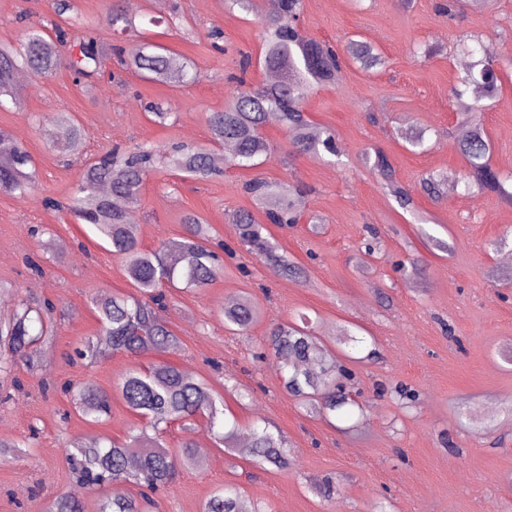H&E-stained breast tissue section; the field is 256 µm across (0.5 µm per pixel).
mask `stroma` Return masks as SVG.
<instances>
[{"label":"stroma","mask_w":512,"mask_h":512,"mask_svg":"<svg viewBox=\"0 0 512 512\" xmlns=\"http://www.w3.org/2000/svg\"><path fill=\"white\" fill-rule=\"evenodd\" d=\"M440 0H304L303 37L345 48L372 43L385 65L367 72L344 61L336 83L319 84L305 104L309 120L335 135L336 154H296L281 122L267 123L271 156L257 169L224 166L207 182L181 179L165 166L147 178L137 206L135 232L141 247L181 240L184 218L195 214L212 226L213 243L225 246L224 270L199 291H175L164 317L182 340L170 355L192 368L224 397L227 425L238 434L253 427L279 429L288 439L292 465L259 466L209 443L196 467L179 470L156 496V512H201L212 491L227 483L243 488L262 512H512V0L492 9L465 7L439 14ZM181 14L195 28L162 29L152 18L168 16L155 0H137L138 30L114 36L107 25L108 0H74L69 32L92 22L105 38L136 46L157 42L190 58L199 80L177 89L132 72L76 83L65 70L45 80L28 76L15 100L0 104V128L30 152L40 190L19 197L0 192V313L23 300L53 304L55 341L38 351L39 365L16 360L0 373V439L34 437L18 458L0 457V512H42L75 482L65 449L72 440L120 441L142 418L129 411L117 385L131 369L157 361V354H116L89 363L76 348L99 332L94 299L133 293L123 262L88 225L41 200L67 201L86 155L113 146L206 144V113L223 109L227 77L240 52L254 63L247 82L265 83L260 15L228 11L224 0H180ZM53 14V0H0V41H17L25 23ZM223 33L222 51L210 46L211 29ZM482 36L498 48L501 99L489 102L484 134L490 161L504 177L505 194L464 192L456 178L466 169L452 148L462 122L452 105L464 60L462 38ZM432 56H424L425 46ZM171 104L175 123L161 125L146 102ZM71 113L89 139L82 153L57 141L49 113ZM424 134L414 147L409 137ZM381 151L403 186L437 173L450 181L439 200L416 195L403 209L366 160ZM260 176L302 185L305 219L288 229L271 227L281 253L304 267L303 279L284 277L239 245L227 216H265L242 185ZM378 248L362 264L371 232ZM39 262L32 271L29 261ZM249 297L259 316L248 335L230 333L222 309L228 296ZM307 322L310 332L335 346L342 329L360 328L367 341L353 350L350 394L363 411L348 418L311 417L283 384L278 359L263 351L271 328ZM93 385L112 398L109 420L92 423L78 414L64 384ZM415 392V401L396 390ZM335 477L329 502L313 480Z\"/></svg>","instance_id":"obj_1"}]
</instances>
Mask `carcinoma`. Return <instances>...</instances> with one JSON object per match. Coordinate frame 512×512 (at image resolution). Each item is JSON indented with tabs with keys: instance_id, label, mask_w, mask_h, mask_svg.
Masks as SVG:
<instances>
[{
	"instance_id": "carcinoma-1",
	"label": "carcinoma",
	"mask_w": 512,
	"mask_h": 512,
	"mask_svg": "<svg viewBox=\"0 0 512 512\" xmlns=\"http://www.w3.org/2000/svg\"><path fill=\"white\" fill-rule=\"evenodd\" d=\"M74 9L73 0H55L56 19L49 25L26 29L15 42H0V98L12 93L16 74L27 71L41 78H50L66 68L75 82L90 83L104 73L105 62L115 56L125 70L141 78L178 88L196 79L190 60L169 48L147 44L138 53H125L108 43L99 28L89 26L69 35L60 25L64 14ZM303 0H279L277 11L260 18L264 37L263 64L281 72V78L264 86H247L246 74L251 56L239 52L238 72L228 76L235 84L224 110L206 113L212 145L182 143L166 150L165 164L181 173L183 178L205 182L218 176L213 164L214 146L230 145L232 158L240 166L252 167L255 160L271 155L269 141L263 134L267 116L278 114L296 154H320L328 149L333 136L316 130L310 123L305 102L312 83L334 82L342 69V58L332 46L306 40L298 23ZM108 26L113 32L130 34L137 31L136 16L118 3L112 5ZM482 57L471 63L460 83L472 91L455 93L456 109L461 121L470 127V134L456 142L455 147L467 166L465 190L477 186L482 190L502 191V177L489 158V145L482 136L484 100L499 97L500 81L493 49L477 41ZM347 54L365 71L384 65L379 50L366 41L354 40ZM58 139L72 150H79L86 141L84 130L67 112L51 117ZM9 150L0 152V191L27 196L38 186L33 160L26 148L12 142L8 131L0 129V143ZM157 150L138 146L127 151L119 146L100 154L86 164L69 198L67 210L78 220L92 225L112 252L124 259V273L139 295H112L95 301L100 323L95 339L80 350L81 358L90 362L107 359L116 353L139 357L148 353H174L181 341L162 316L165 309V288L202 290L222 273V265L210 249L211 225L196 215L184 219L186 236L176 249L164 244L153 251L143 250L127 222V211L140 202L147 174L156 168ZM376 168L393 196L404 207L413 206L411 191L395 180L386 158L377 155ZM264 211L270 224H296L303 209V191L290 184L271 183L255 177L243 184ZM241 244L251 254L266 258L285 275L302 277L305 271L296 262L277 252V247L263 236V225L245 211L229 216ZM46 303L29 300L0 320V342L13 356L27 360L43 343L52 338V329L44 322ZM224 325L239 335L248 333L258 317L254 303L240 298L222 311ZM267 346L287 369L284 385L289 394L308 411L326 415L342 409L350 400L336 394L342 378L351 371L336 358L335 352L313 336L307 327L296 323H280L270 332ZM118 390L127 409L147 419V425L132 429L122 442L104 446L96 440L74 441L67 448L74 481L94 494L96 512H143L148 493L167 487L180 467L197 464L192 436L197 417L207 418V428L230 452L243 458L268 464L277 469L291 466L287 440L279 432L266 428L254 430L248 447L235 448L236 428L224 432V398L208 383L186 378L170 362L152 363L125 374ZM74 408L94 420L111 415V397L87 385L72 395ZM174 423L186 435L178 451L166 448L161 439L163 427ZM129 483L138 487V495L114 491L109 485ZM45 512H85L81 499L67 492L55 495ZM203 512H261L238 486L227 484L206 500Z\"/></svg>"
}]
</instances>
